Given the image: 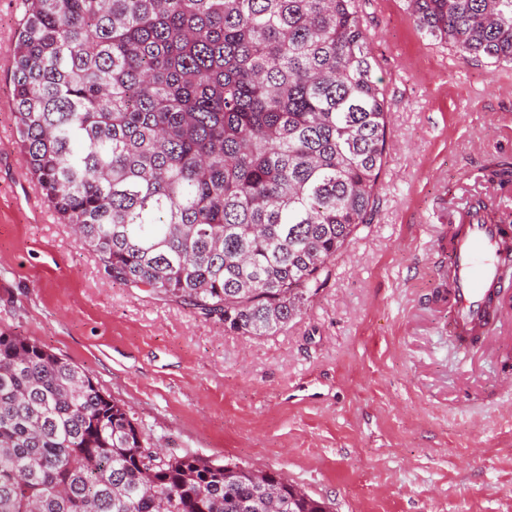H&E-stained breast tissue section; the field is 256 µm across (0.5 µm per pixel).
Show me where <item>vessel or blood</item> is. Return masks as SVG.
Segmentation results:
<instances>
[{"instance_id": "1", "label": "vessel or blood", "mask_w": 512, "mask_h": 512, "mask_svg": "<svg viewBox=\"0 0 512 512\" xmlns=\"http://www.w3.org/2000/svg\"><path fill=\"white\" fill-rule=\"evenodd\" d=\"M511 197L512 187L493 185L485 210H464L453 221L448 261L453 276L450 326L456 335H474L500 316L499 267L512 250V214L500 201Z\"/></svg>"}]
</instances>
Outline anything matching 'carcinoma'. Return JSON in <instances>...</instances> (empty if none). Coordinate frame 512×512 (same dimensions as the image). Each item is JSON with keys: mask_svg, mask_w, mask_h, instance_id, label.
<instances>
[{"mask_svg": "<svg viewBox=\"0 0 512 512\" xmlns=\"http://www.w3.org/2000/svg\"><path fill=\"white\" fill-rule=\"evenodd\" d=\"M26 168L112 280L243 336L302 312L371 223L388 102L359 0H25ZM512 64V0H406ZM512 182V162L485 169ZM280 472L165 453L80 366L0 331V512H330Z\"/></svg>", "mask_w": 512, "mask_h": 512, "instance_id": "cac0c4a2", "label": "carcinoma"}]
</instances>
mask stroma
Segmentation results:
<instances>
[{
    "mask_svg": "<svg viewBox=\"0 0 512 512\" xmlns=\"http://www.w3.org/2000/svg\"><path fill=\"white\" fill-rule=\"evenodd\" d=\"M0 0V330L84 368L164 451L276 470L333 512H512V361L461 347L436 299L448 215L512 159V65L362 0L391 112L371 224L301 315L242 336L112 281L26 170Z\"/></svg>",
    "mask_w": 512,
    "mask_h": 512,
    "instance_id": "35a3bbf8",
    "label": "stroma"
}]
</instances>
